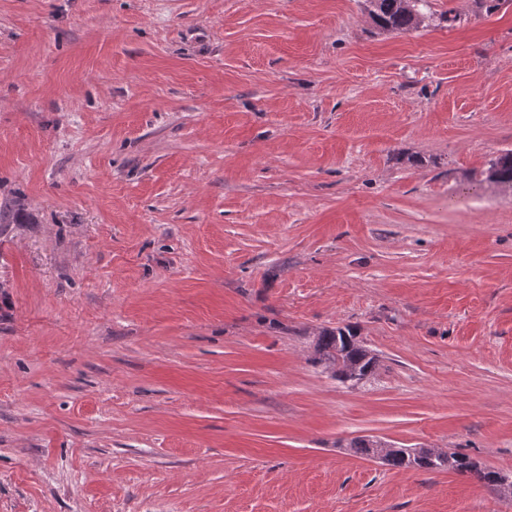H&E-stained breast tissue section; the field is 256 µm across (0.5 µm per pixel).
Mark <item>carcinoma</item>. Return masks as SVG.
<instances>
[{"label": "carcinoma", "mask_w": 512, "mask_h": 512, "mask_svg": "<svg viewBox=\"0 0 512 512\" xmlns=\"http://www.w3.org/2000/svg\"><path fill=\"white\" fill-rule=\"evenodd\" d=\"M367 11L377 28L390 34L410 33L436 14L433 0H365ZM483 180L512 191V150L489 160L481 172ZM314 363L322 364L336 380L344 383L356 373L367 379L377 371L378 357L360 340L350 326L322 330L315 342ZM354 454L376 456L378 447L369 438H355L346 444ZM384 463L398 469L455 471L470 474L479 482L495 487L505 474L482 466L458 452L433 448H394L383 456Z\"/></svg>", "instance_id": "obj_1"}]
</instances>
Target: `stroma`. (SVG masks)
Instances as JSON below:
<instances>
[{"label": "stroma", "instance_id": "obj_1", "mask_svg": "<svg viewBox=\"0 0 512 512\" xmlns=\"http://www.w3.org/2000/svg\"><path fill=\"white\" fill-rule=\"evenodd\" d=\"M363 2L0 0V512H512L343 448L512 476V5ZM374 24L383 33L403 34L419 29L434 17L433 0H365ZM481 176L485 182L512 191V150L490 159ZM314 363L322 364L336 380L345 383L356 372L369 379L377 371L378 357L360 340L350 326L322 330L315 342ZM364 379L353 378L347 382L360 383ZM388 466L398 469L416 468L429 471H455L473 475L479 482L495 487L501 479L508 476L474 461L458 452H447L433 448H394L389 449L382 458ZM511 488L508 483L501 484V494L506 496Z\"/></svg>", "mask_w": 512, "mask_h": 512}]
</instances>
